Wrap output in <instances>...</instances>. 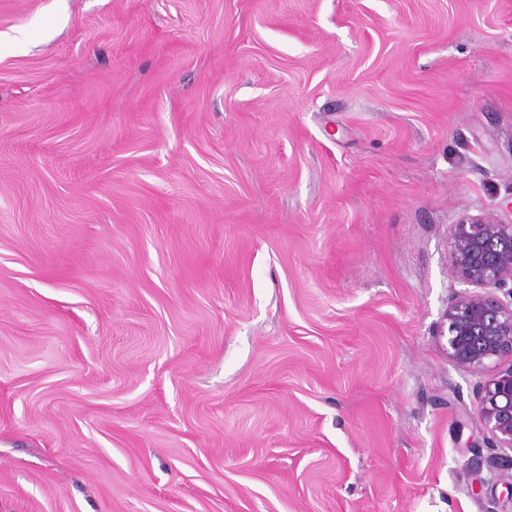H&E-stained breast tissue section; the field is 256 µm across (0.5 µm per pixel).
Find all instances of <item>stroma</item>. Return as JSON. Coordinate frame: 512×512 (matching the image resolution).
I'll return each mask as SVG.
<instances>
[{"instance_id":"35a3bbf8","label":"stroma","mask_w":512,"mask_h":512,"mask_svg":"<svg viewBox=\"0 0 512 512\" xmlns=\"http://www.w3.org/2000/svg\"><path fill=\"white\" fill-rule=\"evenodd\" d=\"M510 201L512 0H0V512H512ZM449 263L464 283L476 288L450 301L448 357L458 367L480 371L499 366L476 390L473 411L493 448L512 451V219L461 214L450 225ZM510 285L504 301L492 290Z\"/></svg>"}]
</instances>
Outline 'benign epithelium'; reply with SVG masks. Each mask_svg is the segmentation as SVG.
I'll list each match as a JSON object with an SVG mask.
<instances>
[{"label": "benign epithelium", "mask_w": 512, "mask_h": 512, "mask_svg": "<svg viewBox=\"0 0 512 512\" xmlns=\"http://www.w3.org/2000/svg\"><path fill=\"white\" fill-rule=\"evenodd\" d=\"M449 263L474 287L450 301L448 357L458 367L498 370L476 390L473 411L491 445L512 451V220L490 213L461 214L450 225ZM506 290L504 301L496 290Z\"/></svg>", "instance_id": "obj_1"}]
</instances>
